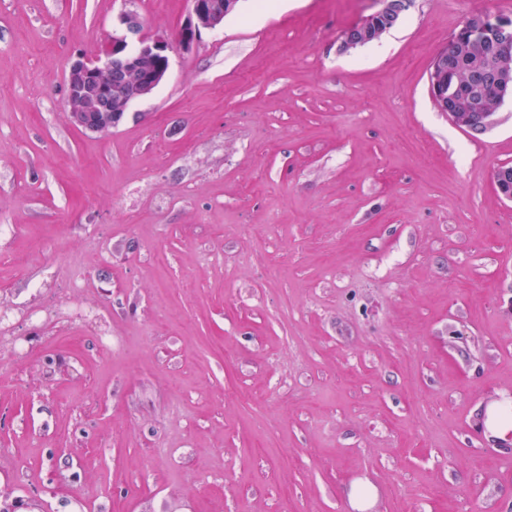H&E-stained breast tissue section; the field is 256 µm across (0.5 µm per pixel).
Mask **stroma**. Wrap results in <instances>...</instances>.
<instances>
[{
  "label": "stroma",
  "mask_w": 512,
  "mask_h": 512,
  "mask_svg": "<svg viewBox=\"0 0 512 512\" xmlns=\"http://www.w3.org/2000/svg\"><path fill=\"white\" fill-rule=\"evenodd\" d=\"M240 0L106 134L63 108L121 13L0 0V506L16 512H512V101L479 136L428 66L471 14ZM274 447L259 452L260 443ZM413 2L414 0H376L371 13L341 32L338 37L339 50L346 52L379 41L401 22ZM376 17L381 21L374 19Z\"/></svg>",
  "instance_id": "obj_1"
}]
</instances>
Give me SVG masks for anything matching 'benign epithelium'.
Returning a JSON list of instances; mask_svg holds the SVG:
<instances>
[{"label": "benign epithelium", "mask_w": 512, "mask_h": 512, "mask_svg": "<svg viewBox=\"0 0 512 512\" xmlns=\"http://www.w3.org/2000/svg\"><path fill=\"white\" fill-rule=\"evenodd\" d=\"M414 0H375L371 13L346 27L338 37L339 50L364 47L379 41L396 27ZM238 0H192L186 20L173 38L146 36L143 21L134 10L119 17V31L112 34L93 59L72 61L65 77V111L78 127L93 133L116 128L130 107L151 95L170 70L169 52L178 47L190 51L202 31L224 27ZM467 43H491L495 54L490 60L475 58L468 65L467 83L481 90L495 89L496 105L512 98V17L489 11L471 15L448 43L431 59L428 82L434 105L456 126L480 135L494 123L495 109L478 102L463 108L457 100L460 83L454 81L455 62ZM108 113L112 122L98 125L96 115ZM493 185L500 197L512 201V167L501 165L493 172Z\"/></svg>", "instance_id": "7a95c632"}]
</instances>
